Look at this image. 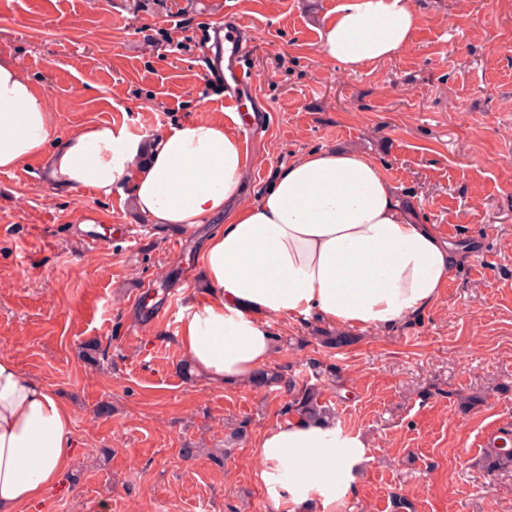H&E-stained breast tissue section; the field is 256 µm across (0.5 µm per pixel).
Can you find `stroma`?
<instances>
[{
    "label": "stroma",
    "mask_w": 512,
    "mask_h": 512,
    "mask_svg": "<svg viewBox=\"0 0 512 512\" xmlns=\"http://www.w3.org/2000/svg\"><path fill=\"white\" fill-rule=\"evenodd\" d=\"M335 3L0 0V55L44 92L56 139L87 123L147 139L224 118L205 43L232 11L255 76L241 203L307 151L353 150L466 252L422 315L353 330L342 348L325 345L326 321H276L275 380L219 383L155 319L191 294L218 219L158 227L125 186L60 188L38 159L0 172V357L70 408L74 441L58 484L19 512H276L253 444L286 420L292 381L366 440L367 462L325 512H392L396 495L410 512H512V468L487 471L484 447L512 429V0H413L411 46L354 73L319 52Z\"/></svg>",
    "instance_id": "35a3bbf8"
}]
</instances>
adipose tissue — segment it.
<instances>
[{"label": "adipose tissue", "mask_w": 512, "mask_h": 512, "mask_svg": "<svg viewBox=\"0 0 512 512\" xmlns=\"http://www.w3.org/2000/svg\"><path fill=\"white\" fill-rule=\"evenodd\" d=\"M419 23L412 0H336L319 50L354 72L401 54ZM51 132L44 93L0 56V171L41 158L60 187L108 196L127 186L155 224L223 217L200 256L207 296L187 300L179 331L190 363L216 381H245L269 364V318L389 329L434 305L462 262L433 225L413 222L381 166L351 151H309L239 206L247 158L223 122L188 118L148 141L108 123L82 125L56 144ZM70 421L48 386L0 357V512L58 483L74 453ZM255 448L268 498L279 512H305L351 489L365 442L298 414L266 428Z\"/></svg>", "instance_id": "ef3b65f1"}]
</instances>
